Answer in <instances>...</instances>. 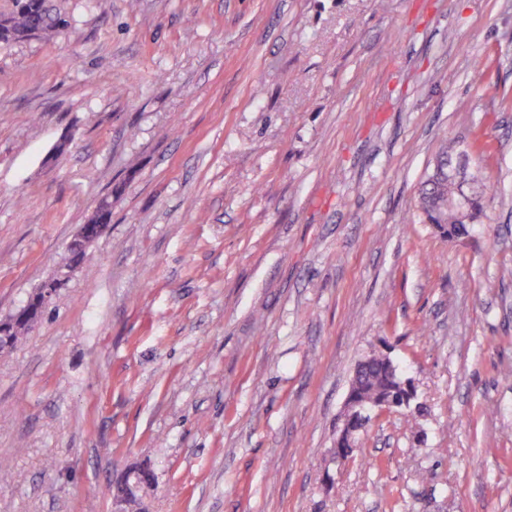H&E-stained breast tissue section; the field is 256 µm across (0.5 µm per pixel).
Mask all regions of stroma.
<instances>
[{"label":"stroma","mask_w":512,"mask_h":512,"mask_svg":"<svg viewBox=\"0 0 512 512\" xmlns=\"http://www.w3.org/2000/svg\"><path fill=\"white\" fill-rule=\"evenodd\" d=\"M0 44V512H512V0H61ZM491 184L418 207L445 139ZM62 154H55L57 144ZM424 408L330 453L354 368ZM463 160L447 161L437 163L434 166L433 173L439 178H447L449 181H429V177L422 186L419 194V205L422 213L425 215L429 224H435V227L448 236H460L468 232L467 224H456V217L462 223H469V210L472 206L471 193L467 190H459L457 196L445 203V207L455 211L454 214L448 210L444 211L436 206L437 200L447 198L454 193V184L450 181L461 183L467 178L473 194L472 222L476 224L483 209V200L488 190L487 179L484 175L482 166L479 164L468 168ZM74 267L76 266L70 263V261L59 267L54 275L36 290L34 295L44 303L50 304L57 290L70 277ZM38 298H30L29 303L24 307V313L21 318H19L20 313L15 312L0 322V324H6L19 318L9 326L3 329L0 328V352L12 349L29 333L33 325L43 315L46 309Z\"/></svg>","instance_id":"obj_1"}]
</instances>
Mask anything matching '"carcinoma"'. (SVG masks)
Masks as SVG:
<instances>
[{
  "mask_svg": "<svg viewBox=\"0 0 512 512\" xmlns=\"http://www.w3.org/2000/svg\"><path fill=\"white\" fill-rule=\"evenodd\" d=\"M68 25L66 15L52 4V0H13L12 8L0 13V44L27 41L49 36ZM467 178L473 194L472 223H477L488 190L482 166L468 169ZM454 184L450 181H426L419 194V205L428 223L450 236L467 233V225L456 223L450 211L436 206V202L452 195ZM45 312L41 301L32 297L24 307L21 318L5 328H0V352L13 348L31 330ZM353 401L362 407L391 410L410 406L411 391L404 381L390 374L382 363L367 370L355 371L352 380ZM122 512H146L143 495L129 493L123 498Z\"/></svg>",
  "mask_w": 512,
  "mask_h": 512,
  "instance_id": "carcinoma-1",
  "label": "carcinoma"
}]
</instances>
